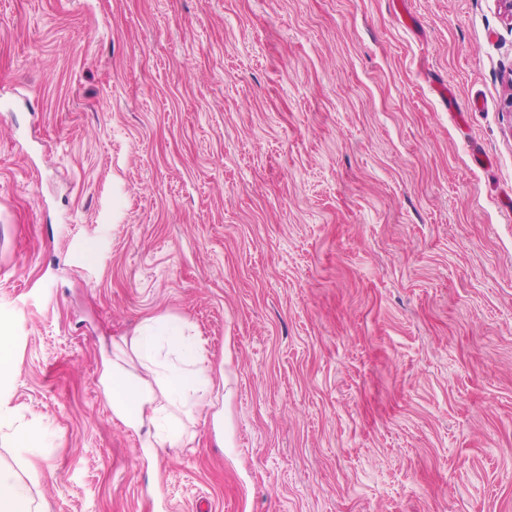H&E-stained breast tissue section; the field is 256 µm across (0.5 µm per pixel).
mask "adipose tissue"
<instances>
[{
  "mask_svg": "<svg viewBox=\"0 0 512 512\" xmlns=\"http://www.w3.org/2000/svg\"><path fill=\"white\" fill-rule=\"evenodd\" d=\"M138 372L113 363L106 376L104 396L114 413L129 424L155 421L165 407L189 415H207L217 406L211 368L198 337L176 318H148L126 342ZM38 484L41 474L25 475L0 467V512H31V499L21 479Z\"/></svg>",
  "mask_w": 512,
  "mask_h": 512,
  "instance_id": "adipose-tissue-1",
  "label": "adipose tissue"
}]
</instances>
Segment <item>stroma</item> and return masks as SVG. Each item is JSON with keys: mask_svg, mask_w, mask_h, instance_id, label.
Masks as SVG:
<instances>
[{"mask_svg": "<svg viewBox=\"0 0 512 512\" xmlns=\"http://www.w3.org/2000/svg\"><path fill=\"white\" fill-rule=\"evenodd\" d=\"M511 96L498 0H0L35 512H512ZM160 316L226 415L175 447L100 382Z\"/></svg>", "mask_w": 512, "mask_h": 512, "instance_id": "35a3bbf8", "label": "stroma"}]
</instances>
